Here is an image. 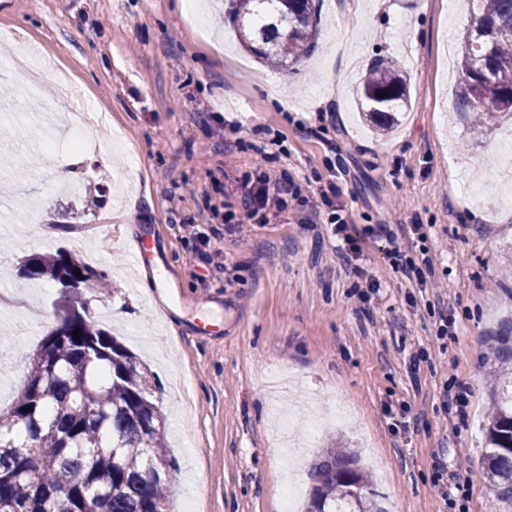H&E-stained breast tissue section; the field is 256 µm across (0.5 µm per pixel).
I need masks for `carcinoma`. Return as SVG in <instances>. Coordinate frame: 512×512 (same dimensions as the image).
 I'll list each match as a JSON object with an SVG mask.
<instances>
[{"label": "carcinoma", "instance_id": "1", "mask_svg": "<svg viewBox=\"0 0 512 512\" xmlns=\"http://www.w3.org/2000/svg\"><path fill=\"white\" fill-rule=\"evenodd\" d=\"M231 2L239 38L260 58L287 66L313 47L316 0ZM474 2L478 15L464 39L455 111L474 116L481 130L512 118V0ZM487 76L496 90L491 100L480 97ZM358 95L382 130L408 104L406 80L385 58L371 64ZM22 273L56 282L64 302L60 324L26 357L8 418L0 414V512H165L172 461L153 374L71 298L87 281L107 287L104 276L61 252L27 256ZM496 387L483 465L498 495L512 500V376L497 377ZM29 469L41 479L25 482L21 473ZM311 477L304 512H383L369 476L346 448L326 449Z\"/></svg>", "mask_w": 512, "mask_h": 512}]
</instances>
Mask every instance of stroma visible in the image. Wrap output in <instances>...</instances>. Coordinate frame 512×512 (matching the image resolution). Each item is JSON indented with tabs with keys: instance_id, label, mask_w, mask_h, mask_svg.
Listing matches in <instances>:
<instances>
[{
	"instance_id": "obj_1",
	"label": "stroma",
	"mask_w": 512,
	"mask_h": 512,
	"mask_svg": "<svg viewBox=\"0 0 512 512\" xmlns=\"http://www.w3.org/2000/svg\"><path fill=\"white\" fill-rule=\"evenodd\" d=\"M0 0L10 52L36 44L83 90L61 113H107L112 147L80 145L31 119L17 78H0V410L21 363L59 323V288L21 276L29 254L64 249L109 287L82 293L92 316L149 364L174 467L167 512H280L291 466L339 445L358 452L386 512H512L486 478L490 378L512 370V123L475 136L455 111L469 7L448 0H322L307 58L273 67L240 46L224 0ZM398 62L409 104L392 132L363 120L356 85L374 58ZM238 119L231 158L204 123ZM308 129L296 130L297 121ZM284 132L272 162L315 200L335 151L362 255L341 260L323 226L284 223L218 247L240 264L231 287L201 285L205 268L182 226L224 204L222 165L248 171L256 129ZM102 190L83 210L65 190ZM431 258L443 299L407 279ZM146 267L128 277L134 240ZM379 290L359 298L367 277ZM452 335L436 334L441 314ZM461 395L444 405L443 385ZM469 481L451 500L433 484L436 457Z\"/></svg>"
}]
</instances>
